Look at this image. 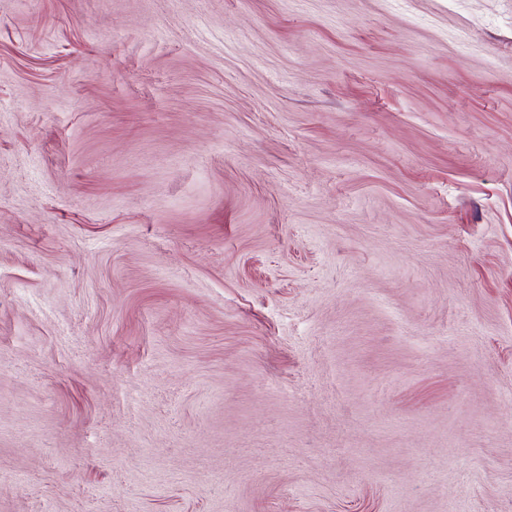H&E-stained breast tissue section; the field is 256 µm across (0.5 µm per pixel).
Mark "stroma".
<instances>
[{"instance_id": "stroma-1", "label": "stroma", "mask_w": 512, "mask_h": 512, "mask_svg": "<svg viewBox=\"0 0 512 512\" xmlns=\"http://www.w3.org/2000/svg\"><path fill=\"white\" fill-rule=\"evenodd\" d=\"M0 512H512V0H0Z\"/></svg>"}]
</instances>
